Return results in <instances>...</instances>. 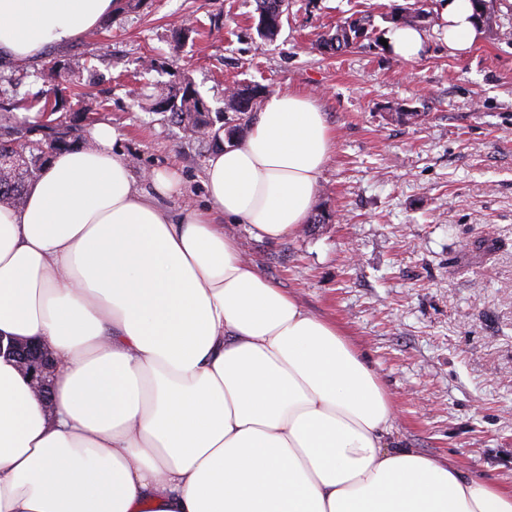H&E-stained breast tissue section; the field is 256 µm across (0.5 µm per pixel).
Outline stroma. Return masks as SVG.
Masks as SVG:
<instances>
[{
    "label": "stroma",
    "instance_id": "1",
    "mask_svg": "<svg viewBox=\"0 0 512 512\" xmlns=\"http://www.w3.org/2000/svg\"><path fill=\"white\" fill-rule=\"evenodd\" d=\"M413 2L288 0L264 42L255 0H143L51 46L20 90L45 93L42 74L61 52L88 58L104 104L96 121L117 130L135 176L178 171L175 207L203 203L213 147L134 105L131 84L187 75L214 111L236 82L315 98L337 134L313 207L323 223L277 245L239 224L231 232L262 272L342 325L388 388L405 444L511 487L512 0H493L496 24L466 55L430 26L422 56L404 62L381 40ZM363 16L369 39L338 55L319 48L320 35ZM180 26L198 37L175 46Z\"/></svg>",
    "mask_w": 512,
    "mask_h": 512
}]
</instances>
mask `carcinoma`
<instances>
[{"instance_id": "1", "label": "carcinoma", "mask_w": 512, "mask_h": 512, "mask_svg": "<svg viewBox=\"0 0 512 512\" xmlns=\"http://www.w3.org/2000/svg\"><path fill=\"white\" fill-rule=\"evenodd\" d=\"M258 12L256 32L264 41L273 40L279 33L285 8L284 0H255ZM476 20L479 27L488 29L496 23L495 12L487 0H474ZM430 13L423 8H399L391 15L396 24L423 28L427 25ZM370 19L361 17L336 27L334 33L319 40L320 46L336 52L353 43L369 37ZM88 70L87 61L70 55H62L50 69L51 88L41 100H30L17 92L13 79L0 77L12 93L11 107L0 113V156L14 153L20 141L26 142L24 167L0 168V202L15 204L22 202L26 189L47 167L51 157L63 150L86 146L84 122L93 108H101V103L92 104L80 93L67 94L71 78L81 76ZM268 89L260 85H234L226 89L224 111L211 117V110L189 78L175 84H158L151 93L132 89L129 97L137 103L140 99L149 101L144 107L148 112L161 114L164 121L178 127L184 136L192 138L198 134L217 141L219 133L232 143L236 140L241 124L250 120L257 101ZM46 113L51 120L32 126L17 125L12 121L13 112H30L33 109ZM232 112L237 117L233 126L224 122V113Z\"/></svg>"}]
</instances>
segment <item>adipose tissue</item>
Here are the masks:
<instances>
[{"mask_svg":"<svg viewBox=\"0 0 512 512\" xmlns=\"http://www.w3.org/2000/svg\"><path fill=\"white\" fill-rule=\"evenodd\" d=\"M120 0H0L19 62L82 38ZM445 0L451 54L480 38ZM0 204V338L55 361L44 404L0 356V512H512V488L398 437L391 395L336 321L245 258L313 209L336 131L316 99L264 97L203 171L206 203L136 183L112 125Z\"/></svg>","mask_w":512,"mask_h":512,"instance_id":"1","label":"adipose tissue"}]
</instances>
